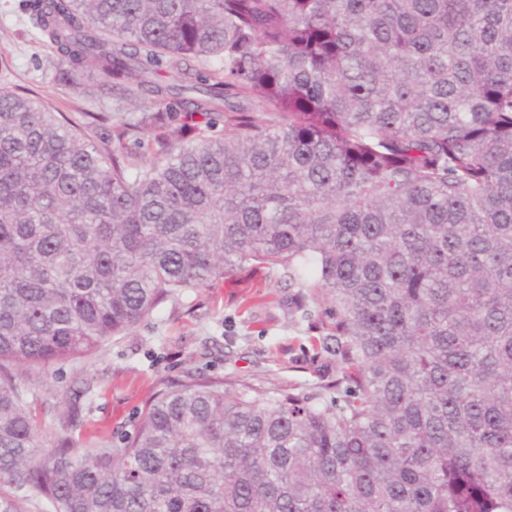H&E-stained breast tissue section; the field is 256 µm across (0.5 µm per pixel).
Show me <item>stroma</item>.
<instances>
[{
	"instance_id": "obj_1",
	"label": "stroma",
	"mask_w": 512,
	"mask_h": 512,
	"mask_svg": "<svg viewBox=\"0 0 512 512\" xmlns=\"http://www.w3.org/2000/svg\"><path fill=\"white\" fill-rule=\"evenodd\" d=\"M23 0H0V86L35 90L53 111L116 112L118 101L101 97L97 74L81 76V93L57 84L53 56L22 9ZM279 272L241 274L184 291L128 333L90 354L39 369L20 366L31 392L46 447L69 440L85 450L133 433L144 405L161 382L193 371L266 388L317 390L336 376L327 353H316L314 318L296 312Z\"/></svg>"
}]
</instances>
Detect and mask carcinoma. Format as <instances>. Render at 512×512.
<instances>
[{"label":"carcinoma","mask_w":512,"mask_h":512,"mask_svg":"<svg viewBox=\"0 0 512 512\" xmlns=\"http://www.w3.org/2000/svg\"><path fill=\"white\" fill-rule=\"evenodd\" d=\"M25 9L60 83L156 111L0 87V512H512V0ZM251 267L319 316L334 396L190 373L45 448L15 366Z\"/></svg>","instance_id":"obj_1"}]
</instances>
